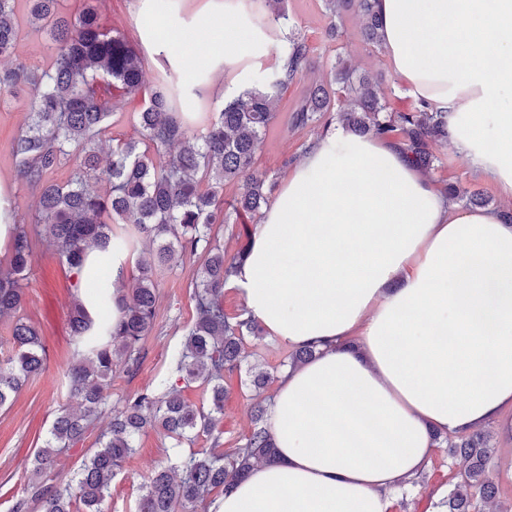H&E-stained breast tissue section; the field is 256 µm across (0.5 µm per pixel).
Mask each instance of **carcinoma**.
<instances>
[{"label": "carcinoma", "instance_id": "carcinoma-1", "mask_svg": "<svg viewBox=\"0 0 512 512\" xmlns=\"http://www.w3.org/2000/svg\"><path fill=\"white\" fill-rule=\"evenodd\" d=\"M19 0H0V59L14 55L19 37ZM55 0H31L30 22L49 31V62L41 71L17 64L0 69V104L28 88L27 121L11 143L17 174L34 198L35 224L13 225L10 260L0 265V319L10 318L11 348L0 356V408L22 386L44 370L45 350L37 327L19 315L23 281L31 270L33 238L49 242L58 259L76 277V287L89 288L75 296L70 309L72 363L67 373L69 395L81 409L64 410L55 418L43 446L28 468L23 495L11 512H103L111 497L112 480L133 456L136 438L155 429L181 450L170 465L151 473L140 487L136 512H216L215 495L247 479L259 463L275 459V444L266 423L267 407L256 404L253 426L243 443L221 450L219 423L224 416V375L245 361L243 340L261 335L258 323L243 314L224 312V285L248 246L224 254L223 225L233 214L255 218L268 205L272 185L254 173L257 152L276 123V96L289 83L312 70L305 39L285 35L290 48L286 69L266 74L263 81L224 101L206 116L194 137L185 129L184 115L196 103V89L176 85L170 69L155 77L142 107L135 112L138 138L116 140L101 156L97 143L108 121L125 110L142 86L145 52L119 31L104 29L97 5L89 3L73 21L52 11ZM270 23L283 32L288 24L286 0H267ZM330 18L354 9L363 19L362 40L381 45L374 0H325ZM116 91L103 93L98 80ZM345 101L335 98L333 86ZM337 113L356 134L396 138L408 162L422 173L434 166L430 145L448 142V124L423 105L396 111L379 84L358 76L350 63L332 67L331 79L315 81L292 109L293 130L326 121ZM72 167L64 184L51 175ZM235 182L238 193L224 201V184ZM108 185L101 192L100 184ZM456 200L485 204L478 191L446 186ZM142 239L149 246L132 284L112 288L99 275L112 265V251L130 248ZM200 262L192 285V321L186 328L175 361V378L112 400V372L128 375L140 365L142 343L156 318V277L161 269L184 260ZM120 313L112 321V310ZM203 387L205 402L189 404L183 389ZM110 418L98 435L97 448L86 455L69 477L54 474L59 458L83 440L102 417ZM211 447L196 448L199 436ZM437 447L464 467L448 495L436 503L443 512H512L497 501L499 487L489 476L494 454L489 432L479 430L450 439L435 435Z\"/></svg>", "mask_w": 512, "mask_h": 512}]
</instances>
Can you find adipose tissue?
Returning <instances> with one entry per match:
<instances>
[{"label":"adipose tissue","instance_id":"ef3b65f1","mask_svg":"<svg viewBox=\"0 0 512 512\" xmlns=\"http://www.w3.org/2000/svg\"><path fill=\"white\" fill-rule=\"evenodd\" d=\"M401 85L446 113L450 146L512 201V0H376ZM207 13L208 55L229 83L287 49L239 39ZM227 290L312 361L286 370L269 408L279 460L218 512H389L434 435L512 408V223L467 209L391 142L336 127L319 138L255 225Z\"/></svg>","mask_w":512,"mask_h":512}]
</instances>
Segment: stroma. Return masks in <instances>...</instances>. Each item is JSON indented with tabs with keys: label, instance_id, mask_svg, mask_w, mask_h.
Wrapping results in <instances>:
<instances>
[{
	"label": "stroma",
	"instance_id": "obj_1",
	"mask_svg": "<svg viewBox=\"0 0 512 512\" xmlns=\"http://www.w3.org/2000/svg\"><path fill=\"white\" fill-rule=\"evenodd\" d=\"M141 9V0H106L100 10V23L104 28L124 33L132 43H146V34L140 26ZM28 12L26 0H20V37L15 57L28 67L40 70L48 62L46 34L32 28ZM288 15L290 26L305 38L311 49L314 68L283 93L277 107V123L257 154L256 173L278 186L288 178V161H300L305 146L320 134L319 129L310 127L301 131L288 129L290 111L310 81L327 76L334 63L342 59L350 61L359 72L377 78L393 107L403 109L411 103L410 96L391 71L382 48L362 42L361 19L357 14H344L337 25L339 36L334 40L328 35L331 23L324 13L322 0H288ZM157 66V61H150L140 93L129 101L125 112L111 117L102 146H109L113 139L134 135V114L153 86ZM27 102L26 92L20 90L7 105L0 107V182L11 190L14 213L29 221L34 216L33 199L18 180L10 154V144L27 117ZM432 152L437 158L430 174L435 184L455 183L467 190H479L490 207L500 206L494 184L479 176L462 154L441 145L433 146ZM196 270V262L189 260L183 266L159 272L155 325L144 340L140 367L131 376L119 369L113 371V398L169 377L172 360L192 317L189 292ZM72 284V277L53 250L44 241H36L31 271L24 282L22 315L41 330L46 367L23 387L11 405L0 408V512H11L15 497L21 495L27 482L26 467L36 448L42 446L58 410L64 406L74 411L79 408L77 401L69 397L64 379L71 362ZM224 385L227 395L220 428L223 446L230 449L240 444L251 429L250 410L255 393L249 387L247 374L242 371L226 375ZM490 429L495 448L490 472L499 485L501 499L512 502V409H506L499 420L491 423ZM173 453L170 439L153 430L143 433L124 472L112 482V496L105 504L107 512H134L141 483L154 469L167 466ZM455 474V469L448 466L444 449H436L423 470L422 481L397 494L390 512H435V503L447 495Z\"/></svg>",
	"mask_w": 512,
	"mask_h": 512
}]
</instances>
